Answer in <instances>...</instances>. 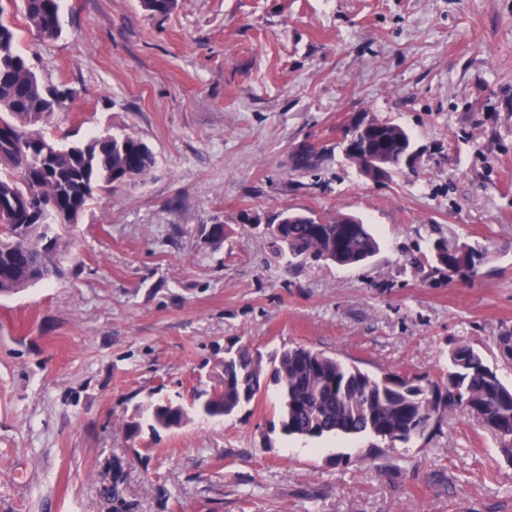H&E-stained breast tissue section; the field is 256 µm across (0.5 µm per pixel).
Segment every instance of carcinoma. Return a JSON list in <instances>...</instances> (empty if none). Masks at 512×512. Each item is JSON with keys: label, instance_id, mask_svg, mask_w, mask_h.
Returning <instances> with one entry per match:
<instances>
[{"label": "carcinoma", "instance_id": "obj_1", "mask_svg": "<svg viewBox=\"0 0 512 512\" xmlns=\"http://www.w3.org/2000/svg\"><path fill=\"white\" fill-rule=\"evenodd\" d=\"M61 0H22L30 27L43 42L62 36ZM153 15L164 16L175 0H142ZM14 28L0 22V125L12 134L0 137V192L13 191L32 207L54 205L68 211L55 225L54 241L43 225L29 221L36 211L8 214L0 210V295L14 293L61 275V259L71 228L88 208L94 192L144 182L155 157L135 135L112 136V146L98 136L60 146L46 132L56 112L72 101L70 87L43 83L28 59L15 48ZM372 144L400 156L411 144L401 125L380 120ZM330 159L317 153L293 154L295 170H316ZM269 235L288 255L291 266L309 260L339 266L365 265L380 243L363 219L338 212L309 219L302 210L285 209ZM431 273L448 279L469 278L489 257V246L438 237L430 241ZM271 378L279 389L280 426L287 436H371L385 443H408L430 432L445 412L476 423L495 442L499 455L512 465V384H505L469 343L457 342L448 352V377L440 389L419 376L374 375L359 367L304 346L288 348L272 359ZM265 387L262 357L242 345L229 350L205 397L180 403H150L138 407L126 424L133 437L142 423L155 434L189 421V410L210 418L228 417L248 405Z\"/></svg>", "mask_w": 512, "mask_h": 512}]
</instances>
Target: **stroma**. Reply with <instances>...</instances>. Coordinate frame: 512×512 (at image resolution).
Returning <instances> with one entry per match:
<instances>
[{"instance_id": "35a3bbf8", "label": "stroma", "mask_w": 512, "mask_h": 512, "mask_svg": "<svg viewBox=\"0 0 512 512\" xmlns=\"http://www.w3.org/2000/svg\"><path fill=\"white\" fill-rule=\"evenodd\" d=\"M17 50L77 95L52 136L134 134L146 182L98 192L62 276L0 296V512H512V467L472 422L376 452L375 438L285 436L278 391L236 414L129 437L137 405L189 404L229 348L305 345L441 385L451 343L512 361V0H61V39ZM368 111L400 124L413 171L376 183L336 143ZM310 142L315 172L289 165ZM285 208L351 213L371 262L288 268L247 223ZM223 225V244L208 239ZM496 242L466 281L429 277L436 234Z\"/></svg>"}]
</instances>
